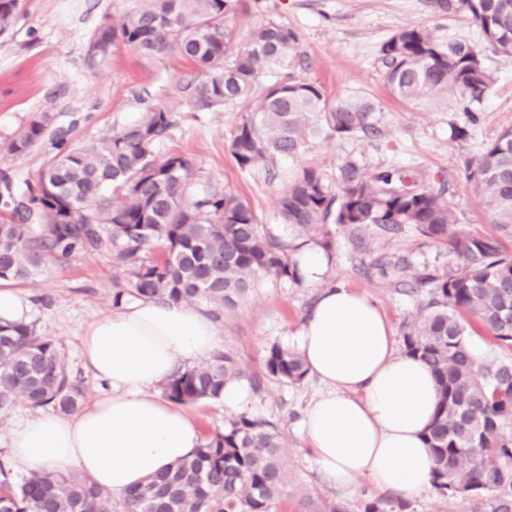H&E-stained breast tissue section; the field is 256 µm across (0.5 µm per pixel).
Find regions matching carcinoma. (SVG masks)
<instances>
[{
  "label": "carcinoma",
  "mask_w": 512,
  "mask_h": 512,
  "mask_svg": "<svg viewBox=\"0 0 512 512\" xmlns=\"http://www.w3.org/2000/svg\"><path fill=\"white\" fill-rule=\"evenodd\" d=\"M435 8L476 24L487 47L512 55V0H432ZM21 0H0V37L11 33ZM236 0H137L117 24L105 22L94 36L98 53L118 43L145 55L171 50L197 67L186 85L194 112L226 104L245 109L229 143L246 172L276 158H297L309 140L324 133L349 138L376 130L378 104L364 94L329 101L323 86L286 76L252 98L260 77L288 67L297 33L269 21L253 29L246 44L229 55L224 26ZM392 95L436 100L456 93L470 104L490 92L493 76L482 49L448 42L423 25L393 33L380 49ZM52 124L42 113L9 145L22 155ZM171 115L146 106L133 122L112 128L97 141L72 148L56 137L36 182L17 194L4 181L0 212V280L21 284L46 265L80 250L102 246L101 225L117 261L127 267L135 295L164 304H202L215 319L235 308L260 279L299 284L305 280L294 252L298 246L270 233L251 207L230 190L189 198L194 176L181 153L155 157L172 128ZM466 179L480 191L497 234L475 236L458 229L448 206L452 183L422 186L399 168L361 170L350 159L338 168L336 190L322 173L302 168L279 198L283 222L325 250L332 229L355 232L374 225L385 232L413 226L444 246L455 264L407 280L408 261L385 253L371 262L397 288L428 289L416 318L403 326V352L431 369L439 401L425 438L434 459L433 487L448 499L473 503V512H512V357L486 359L473 351L480 328L497 346L512 350V127L481 153L467 159ZM112 194L103 195L105 189ZM160 248L162 258L141 256ZM266 375L299 384L308 375L300 352L280 343L265 356ZM247 377L230 352L178 369L160 385L170 401L195 404L222 398L224 385ZM83 391L72 379L53 342L27 323L0 325V414L20 400L69 414L82 406ZM278 425L249 412L224 421V431L206 436L192 454L166 473L129 491L122 512H276L285 499L300 497V512H349L347 504L313 497L296 482L283 453ZM0 512H112L109 492L77 474L33 471L12 485L0 463ZM394 496L372 498L364 512H407Z\"/></svg>",
  "instance_id": "1"
}]
</instances>
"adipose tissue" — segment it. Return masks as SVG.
I'll return each mask as SVG.
<instances>
[{
	"instance_id": "obj_1",
	"label": "adipose tissue",
	"mask_w": 512,
	"mask_h": 512,
	"mask_svg": "<svg viewBox=\"0 0 512 512\" xmlns=\"http://www.w3.org/2000/svg\"><path fill=\"white\" fill-rule=\"evenodd\" d=\"M323 391L303 429L324 478L350 491L359 484L412 500L431 487L424 441L438 392L428 366L397 351L391 325L369 296L322 289L296 332ZM218 331L207 314L138 299L91 320L83 357L109 390L75 413L39 412L13 430V462L27 470L80 471L116 495L162 473L201 442L195 420L147 389L177 363L209 358Z\"/></svg>"
}]
</instances>
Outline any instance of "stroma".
<instances>
[{"mask_svg":"<svg viewBox=\"0 0 512 512\" xmlns=\"http://www.w3.org/2000/svg\"><path fill=\"white\" fill-rule=\"evenodd\" d=\"M136 3L23 0V13L12 33L0 37V178H34L53 154L47 139L23 155L8 150L35 115H51L53 129L66 132L70 146L81 147L135 119L151 104L169 111L173 120L155 154L182 153L192 160V195L233 190L259 223L292 243L301 238L285 226L277 206L289 179L301 167L313 166L328 184H335L338 168L348 158L367 172L399 166L428 179H450L448 204L460 214L461 229L475 235L494 233L490 213L465 179L463 161L512 126V56L486 54L484 63L494 84L482 102L473 104L479 121L471 126L457 97L432 102L394 97L384 79L380 53L394 32L414 25L430 28L443 40L482 44L480 29L466 18L435 9L431 0H239L226 20L231 49L243 46L249 32L266 21L287 24L299 36L290 74L319 82L329 100L361 93L381 107L377 134L349 139L319 136L298 158H280L244 172L229 151L242 109L229 104L215 112L192 111L184 92L197 75L192 63L174 52L147 56L123 44L105 58L90 55L98 27L119 20ZM462 126L468 127V138L453 140V129ZM384 252L407 258L416 271H441L452 262L442 247L408 226L396 233L374 226L352 236L340 231L317 280L299 285L260 281L246 301L226 311L217 323L219 351L234 353L248 374L242 382L248 396L246 411L278 424L289 465L311 495L344 502L350 512H362L374 490L362 484L346 492L319 473L314 450L301 431L304 411L320 389L317 379L279 383L265 376L264 359L271 344L294 346V334L321 289L338 284L374 297L394 334H401L404 323L415 318L422 296L370 272L372 259ZM20 290L30 301L29 324L37 335L53 341L79 380L84 402H91L105 385L85 366V328L92 319L119 312L113 302L115 291H123L125 300L134 298L129 276L116 262L111 245L52 262Z\"/></svg>","mask_w":512,"mask_h":512,"instance_id":"1","label":"stroma"}]
</instances>
